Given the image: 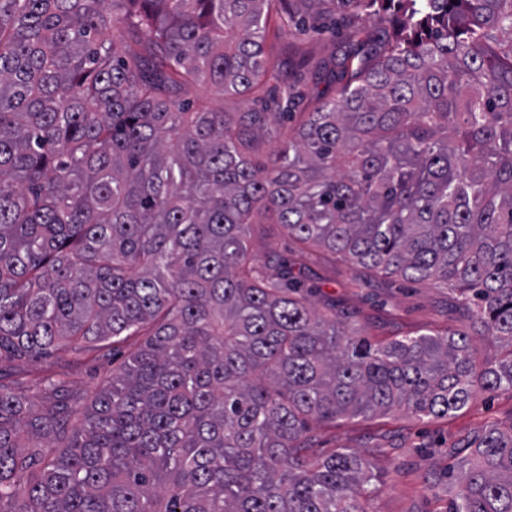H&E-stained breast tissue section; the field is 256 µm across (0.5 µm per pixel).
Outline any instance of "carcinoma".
I'll return each instance as SVG.
<instances>
[{"label": "carcinoma", "instance_id": "obj_1", "mask_svg": "<svg viewBox=\"0 0 512 512\" xmlns=\"http://www.w3.org/2000/svg\"><path fill=\"white\" fill-rule=\"evenodd\" d=\"M301 3L351 29L265 112ZM376 22L360 36L355 20ZM278 140L256 163L249 142ZM443 283L471 330L372 344L250 256V225ZM144 337L90 402L79 359ZM504 347L476 364L471 337ZM45 394L36 404L30 392ZM512 393V0H0V512H368L365 453L311 424L445 418ZM449 512H512V426L486 427ZM263 94H246L240 96H231L221 99L216 96H210L209 105L215 108H223L226 112H247L259 110L263 104Z\"/></svg>", "mask_w": 512, "mask_h": 512}]
</instances>
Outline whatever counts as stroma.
I'll return each instance as SVG.
<instances>
[{
  "mask_svg": "<svg viewBox=\"0 0 512 512\" xmlns=\"http://www.w3.org/2000/svg\"><path fill=\"white\" fill-rule=\"evenodd\" d=\"M292 46L317 60L334 53L338 39L319 19L311 20L305 36L284 31L268 37L264 52L274 65L275 76L269 85L275 90L298 78L288 64V49ZM251 248L253 258L260 263L277 256L302 261V286L312 292L315 303L335 300L347 324L372 341L386 342L419 331H461L470 327L446 286L390 277L323 250L298 257L297 244L285 236L280 225H253ZM140 343V337H129L113 350L90 353L66 364L65 369L80 386L94 388ZM491 423L512 424V394H481L472 407L445 419L421 422L402 414H378L367 419L316 423L311 434L320 448L365 451L378 476L370 486L376 512H448V502L456 491V464L467 453L465 445Z\"/></svg>",
  "mask_w": 512,
  "mask_h": 512,
  "instance_id": "1",
  "label": "stroma"
}]
</instances>
